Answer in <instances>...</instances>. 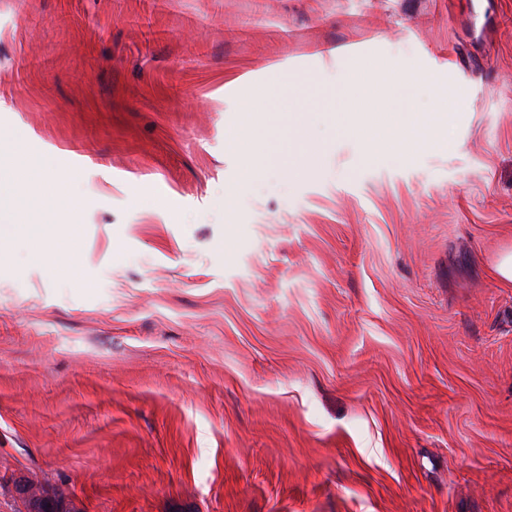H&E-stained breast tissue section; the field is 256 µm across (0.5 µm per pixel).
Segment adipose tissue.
<instances>
[{
    "instance_id": "obj_1",
    "label": "adipose tissue",
    "mask_w": 512,
    "mask_h": 512,
    "mask_svg": "<svg viewBox=\"0 0 512 512\" xmlns=\"http://www.w3.org/2000/svg\"><path fill=\"white\" fill-rule=\"evenodd\" d=\"M328 110L339 134L357 136L370 148L376 143V129L381 127L404 134L409 144L443 145L439 130L449 120L445 110L399 108L355 95L344 83L336 87ZM71 179V173L55 169L49 159L30 155L23 132H0V238L7 234L21 237L36 251L49 241H58L57 257L63 271L77 244V219L82 210L81 201L67 189ZM47 198L52 207H44Z\"/></svg>"
}]
</instances>
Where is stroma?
<instances>
[{
	"label": "stroma",
	"mask_w": 512,
	"mask_h": 512,
	"mask_svg": "<svg viewBox=\"0 0 512 512\" xmlns=\"http://www.w3.org/2000/svg\"><path fill=\"white\" fill-rule=\"evenodd\" d=\"M363 65L450 147L339 135ZM261 99L313 171L241 182ZM15 128L83 209L0 246V512H512V0H0Z\"/></svg>",
	"instance_id": "1"
}]
</instances>
